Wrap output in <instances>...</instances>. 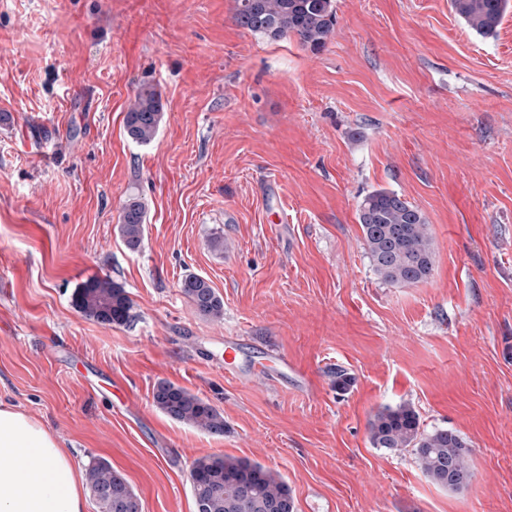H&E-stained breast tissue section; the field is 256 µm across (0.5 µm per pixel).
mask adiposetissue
I'll list each match as a JSON object with an SVG mask.
<instances>
[{"label":"adipose tissue","instance_id":"obj_1","mask_svg":"<svg viewBox=\"0 0 512 512\" xmlns=\"http://www.w3.org/2000/svg\"><path fill=\"white\" fill-rule=\"evenodd\" d=\"M0 448L16 451L0 465V512H84L80 472L38 421L0 406Z\"/></svg>","mask_w":512,"mask_h":512}]
</instances>
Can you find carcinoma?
<instances>
[{
  "label": "carcinoma",
  "instance_id": "1",
  "mask_svg": "<svg viewBox=\"0 0 512 512\" xmlns=\"http://www.w3.org/2000/svg\"><path fill=\"white\" fill-rule=\"evenodd\" d=\"M512 0H451V8L481 36H491ZM236 23L270 40L294 37L313 52L325 48L335 34V0H235ZM163 119L160 92L142 85L125 117L128 137L142 145L157 136ZM358 224L375 272L386 282L411 286L427 280L433 271L434 251L428 221L418 207L395 192L375 191L357 209ZM145 206L136 197L122 212L121 233L128 249L143 241ZM182 294L197 311L211 319L224 317V301L207 279L187 274ZM75 306L102 325H123L131 319L124 288L108 278L92 277L75 292ZM155 406L172 420L190 424L212 435L224 434V416L195 394L168 382L156 384ZM376 448L413 450L425 475L434 483L457 489L470 477L467 443L455 431L421 430L420 417L409 404L384 407L368 423ZM196 512H296L287 483L258 463L207 456L193 463L191 472ZM87 480L100 512H142L140 499L125 477L105 459L89 462Z\"/></svg>",
  "mask_w": 512,
  "mask_h": 512
}]
</instances>
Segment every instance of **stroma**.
<instances>
[{"label":"stroma","instance_id":"35a3bbf8","mask_svg":"<svg viewBox=\"0 0 512 512\" xmlns=\"http://www.w3.org/2000/svg\"><path fill=\"white\" fill-rule=\"evenodd\" d=\"M234 5L0 0V402L78 471L109 461L142 512H195L191 468L213 455L278 472L296 512H512V9L482 37L450 0H336L314 52ZM144 84L164 105L147 145L125 130ZM380 189L428 219L423 283L372 267L357 207ZM190 273L223 320L182 294ZM95 276L130 322L78 311ZM228 334L247 338L238 367L272 346L288 371L226 374ZM160 381L219 409L223 435L160 411ZM401 403L467 441L462 488L372 445L369 419ZM145 206L138 198L129 199L122 212L121 233L128 249L138 250L143 241ZM180 288L200 314L214 320L223 319L224 301L207 279L190 273L182 279Z\"/></svg>","mask_w":512,"mask_h":512}]
</instances>
